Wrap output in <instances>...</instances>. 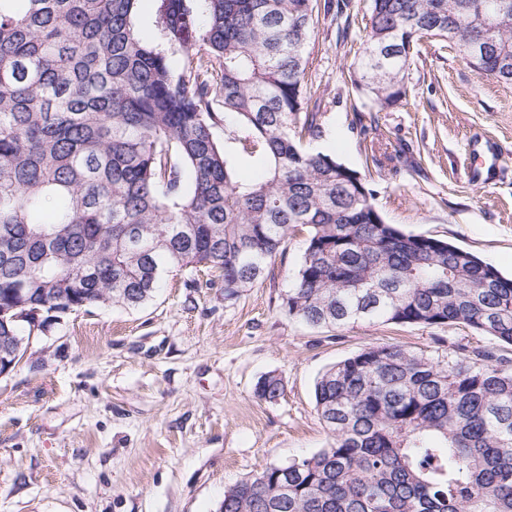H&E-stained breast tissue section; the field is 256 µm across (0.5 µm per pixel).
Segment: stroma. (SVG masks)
<instances>
[{
    "instance_id": "obj_1",
    "label": "stroma",
    "mask_w": 512,
    "mask_h": 512,
    "mask_svg": "<svg viewBox=\"0 0 512 512\" xmlns=\"http://www.w3.org/2000/svg\"><path fill=\"white\" fill-rule=\"evenodd\" d=\"M319 12L307 48L324 148L365 168L375 203L407 232L436 237L512 275V85L486 81L452 47L424 44L409 93L375 114L349 79L362 48L369 0H335ZM498 166L484 184L465 170L483 139ZM289 241L264 278L235 300L206 274L169 275L153 301L129 310L92 307L34 336L0 375V512H219L224 492L272 463L329 443L314 385L329 366L369 344L441 357L512 346L462 325L359 323L316 328L287 317L282 296L299 265ZM274 373L284 394L255 395Z\"/></svg>"
}]
</instances>
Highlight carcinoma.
I'll list each match as a JSON object with an SVG mask.
<instances>
[{"label":"carcinoma","instance_id":"obj_1","mask_svg":"<svg viewBox=\"0 0 512 512\" xmlns=\"http://www.w3.org/2000/svg\"><path fill=\"white\" fill-rule=\"evenodd\" d=\"M331 0H0V336L137 309L173 272L232 300L304 234L282 298L314 327L457 324L512 346V277L402 231L324 136L306 81ZM512 84V0H371L353 83L382 112L423 40ZM224 127V141L215 131ZM249 161L263 175L239 177ZM269 374L255 395L274 402ZM327 447L224 491V512H512V368L368 345L316 380Z\"/></svg>","mask_w":512,"mask_h":512}]
</instances>
